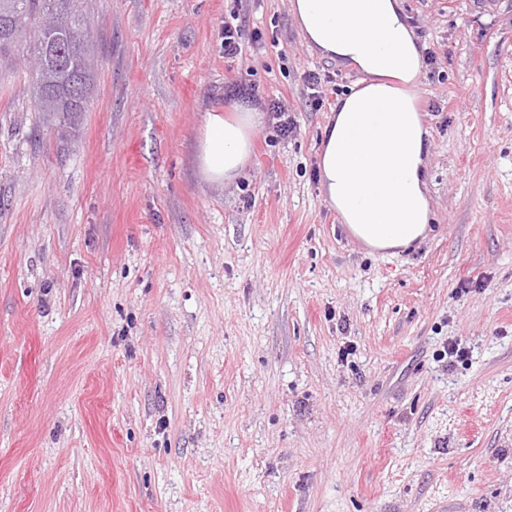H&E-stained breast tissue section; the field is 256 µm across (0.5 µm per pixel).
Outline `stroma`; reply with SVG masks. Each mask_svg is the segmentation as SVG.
I'll use <instances>...</instances> for the list:
<instances>
[{"label": "stroma", "mask_w": 512, "mask_h": 512, "mask_svg": "<svg viewBox=\"0 0 512 512\" xmlns=\"http://www.w3.org/2000/svg\"><path fill=\"white\" fill-rule=\"evenodd\" d=\"M402 4L436 60L431 220L397 256L321 193L358 74L289 0H88L73 130L0 71V512H512V0ZM240 80L295 129L217 186L196 139ZM238 20V16L233 12L230 18L224 19V56L228 59L237 58L242 55V29L241 25L234 23Z\"/></svg>", "instance_id": "1"}]
</instances>
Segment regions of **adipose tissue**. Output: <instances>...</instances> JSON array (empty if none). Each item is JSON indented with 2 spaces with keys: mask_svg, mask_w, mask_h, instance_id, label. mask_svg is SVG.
Listing matches in <instances>:
<instances>
[{
  "mask_svg": "<svg viewBox=\"0 0 512 512\" xmlns=\"http://www.w3.org/2000/svg\"><path fill=\"white\" fill-rule=\"evenodd\" d=\"M306 45L360 72L323 130L320 188L366 247L396 252L420 241L430 219L428 131L415 105L422 53L401 0H289ZM266 113L207 110L196 165L210 183L243 173Z\"/></svg>",
  "mask_w": 512,
  "mask_h": 512,
  "instance_id": "obj_1",
  "label": "adipose tissue"
}]
</instances>
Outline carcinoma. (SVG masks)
<instances>
[{
  "instance_id": "cac0c4a2",
  "label": "carcinoma",
  "mask_w": 512,
  "mask_h": 512,
  "mask_svg": "<svg viewBox=\"0 0 512 512\" xmlns=\"http://www.w3.org/2000/svg\"><path fill=\"white\" fill-rule=\"evenodd\" d=\"M85 0H0V64L18 68L41 62L30 74L36 111L76 126L88 111L94 87L97 51ZM63 44L68 57L59 61L50 47Z\"/></svg>"
}]
</instances>
